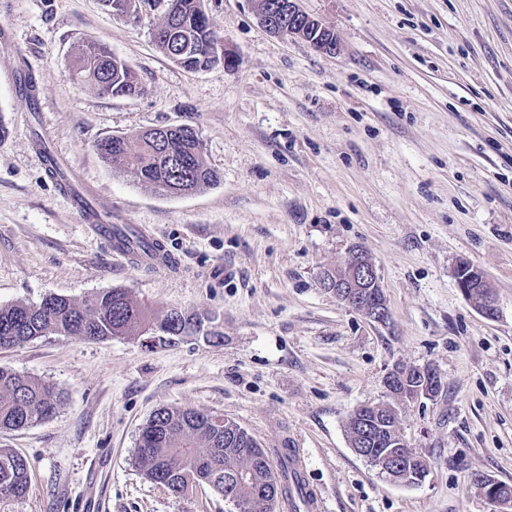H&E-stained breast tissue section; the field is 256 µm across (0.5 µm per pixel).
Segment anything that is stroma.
<instances>
[{"label": "stroma", "mask_w": 512, "mask_h": 512, "mask_svg": "<svg viewBox=\"0 0 512 512\" xmlns=\"http://www.w3.org/2000/svg\"><path fill=\"white\" fill-rule=\"evenodd\" d=\"M301 6L335 32L337 54L267 33L254 0H204L233 63L191 72L152 40L163 8L118 18L100 0H0V306L122 287L151 318L177 308L223 336L0 348V367L61 394L52 416L0 431L30 473L0 512H230L207 486L179 501L135 467L162 407L221 413L261 447L296 449L321 512H504L473 478L512 485V0ZM88 40L131 67L140 95L69 79ZM179 124L220 176L198 193L151 191L94 150ZM43 147L93 209L159 240L172 265L128 260L84 223ZM354 247L380 275L387 326L321 285ZM462 259L484 273L497 318L458 288ZM399 364L437 369L439 394L396 402L384 380ZM391 403L430 463L420 484L391 482L350 446L352 412Z\"/></svg>", "instance_id": "1"}]
</instances>
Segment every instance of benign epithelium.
I'll return each instance as SVG.
<instances>
[{
	"label": "benign epithelium",
	"mask_w": 512,
	"mask_h": 512,
	"mask_svg": "<svg viewBox=\"0 0 512 512\" xmlns=\"http://www.w3.org/2000/svg\"><path fill=\"white\" fill-rule=\"evenodd\" d=\"M258 15L266 30L277 37L296 36L303 39L305 33L311 30L320 37L326 31L319 20L304 11L301 0H280L278 6L269 11H260ZM346 268L349 269L346 279L322 274L323 288L336 295L342 303L364 313L371 321L380 325L387 324L389 313L380 296L381 281L374 263L363 250L353 247L349 251ZM454 276L461 292L469 295L473 270L469 265L459 262L454 268ZM430 376L432 373L423 368L398 366L387 374L386 386H391L396 379L405 383L411 378L419 379L421 383L405 386L397 396L402 400L432 398L434 393L429 387Z\"/></svg>",
	"instance_id": "7a95c632"
}]
</instances>
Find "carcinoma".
I'll list each match as a JSON object with an SVG mask.
<instances>
[{"mask_svg":"<svg viewBox=\"0 0 512 512\" xmlns=\"http://www.w3.org/2000/svg\"><path fill=\"white\" fill-rule=\"evenodd\" d=\"M118 17L166 4L164 17L153 28L159 51L188 71L222 62L210 57L212 44L220 38L215 24L202 10V0H102ZM69 76L102 95L129 97L141 91L129 66L106 47L85 42L77 48ZM95 150L108 164H115L134 181L154 191L176 195L197 192L218 183V173L205 158L199 138H189L157 128L135 138L105 137ZM152 332L156 343L171 344L178 338L174 318L157 322L147 307L125 288L98 292L82 303L47 296L38 304L0 307V347L13 346L42 336H81L100 340L112 336H135ZM60 393L41 380L0 369V429L19 430L39 417L54 412ZM378 416L391 420L390 429L370 436L365 447L374 449L378 465L403 483L428 470L429 461L410 451L403 467L394 468L389 449L400 443L397 409L376 406ZM136 468L147 479L166 488L174 497L185 498L193 490L195 472H208L218 479L217 491H230L250 504L249 512H265L269 497L295 496L304 503L303 482L291 477V449L268 451L250 436L225 435L213 442L207 416L188 408H160L135 452ZM236 474L241 483L228 482ZM29 488L28 464L16 452L0 448V499H20Z\"/></svg>","mask_w":512,"mask_h":512,"instance_id":"carcinoma-1","label":"carcinoma"}]
</instances>
